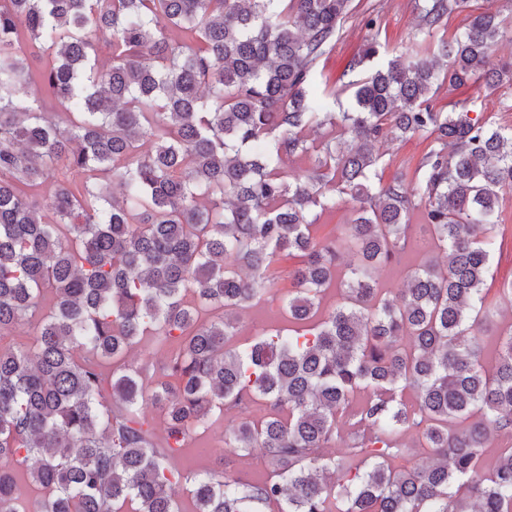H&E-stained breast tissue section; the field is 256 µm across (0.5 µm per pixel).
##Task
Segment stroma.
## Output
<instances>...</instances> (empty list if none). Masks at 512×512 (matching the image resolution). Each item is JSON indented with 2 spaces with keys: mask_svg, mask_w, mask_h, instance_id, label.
Returning a JSON list of instances; mask_svg holds the SVG:
<instances>
[{
  "mask_svg": "<svg viewBox=\"0 0 512 512\" xmlns=\"http://www.w3.org/2000/svg\"><path fill=\"white\" fill-rule=\"evenodd\" d=\"M489 11L499 14L506 22H512V0H470L465 10H452L444 19L439 32L453 36L464 29L471 15ZM377 17L378 41L381 58L407 51L422 36L415 0H352L351 10L341 23L335 47L323 56L315 69L317 87L331 86L341 90V100H348L343 91L341 76L353 56L357 55L370 32L364 20ZM466 103L471 117L481 118L487 126L512 127V88H490L484 81L472 80L458 88L441 87L434 100V107L443 112L453 111L456 103ZM425 144L414 137L407 141L390 144L384 141L375 146L385 167L380 172L382 182H390L407 165H414L421 156ZM288 314L279 299H268L248 310L240 322V340H247L263 330L288 328ZM227 420L214 416L204 433L175 457L173 464L180 471L192 476L203 475L221 468L235 476L241 475L258 481L265 477L264 464L256 457L243 455L241 451L224 444Z\"/></svg>",
  "mask_w": 512,
  "mask_h": 512,
  "instance_id": "35a3bbf8",
  "label": "stroma"
}]
</instances>
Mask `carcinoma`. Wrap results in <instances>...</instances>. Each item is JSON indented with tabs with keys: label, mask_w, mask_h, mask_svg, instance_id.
I'll list each match as a JSON object with an SVG mask.
<instances>
[{
	"label": "carcinoma",
	"mask_w": 512,
	"mask_h": 512,
	"mask_svg": "<svg viewBox=\"0 0 512 512\" xmlns=\"http://www.w3.org/2000/svg\"><path fill=\"white\" fill-rule=\"evenodd\" d=\"M467 4L420 0L421 42L346 82L336 114L314 73L351 0H0V336L49 301L31 346L0 347V461H36L48 512H177L189 480L196 512H512V326L492 373L481 339L489 258L512 237V127L432 105L444 84L512 86L496 15L433 40ZM378 54L372 37L347 72ZM415 136L411 179L374 186V143ZM346 196L342 237L318 238ZM416 209L432 242L392 296L372 271ZM286 258L296 329L235 341ZM144 335L172 347L160 376L125 360ZM217 410L266 479L172 466ZM408 431L428 457L402 467ZM15 486L0 466V512H20Z\"/></svg>",
	"instance_id": "1"
}]
</instances>
